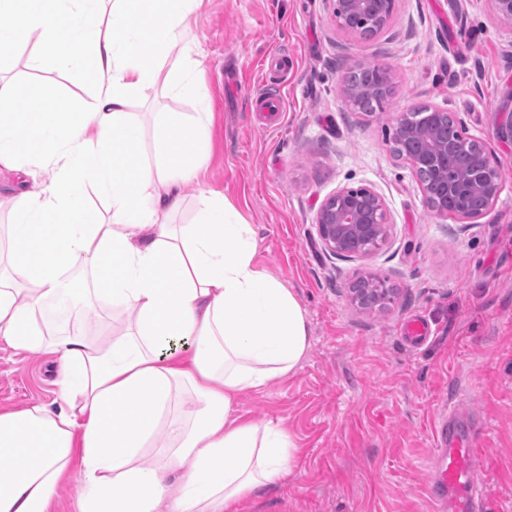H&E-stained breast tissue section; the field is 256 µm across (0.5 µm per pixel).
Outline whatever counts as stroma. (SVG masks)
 I'll return each instance as SVG.
<instances>
[{"mask_svg":"<svg viewBox=\"0 0 512 512\" xmlns=\"http://www.w3.org/2000/svg\"><path fill=\"white\" fill-rule=\"evenodd\" d=\"M330 0H207L185 39L203 52L214 112L208 162L182 187L178 224L201 193H223L251 225L258 265L292 288L311 344L299 371L240 396L252 422L282 421L298 449L285 489L246 512H435L430 471L441 414L461 407L477 424L473 470L488 512H512V27L487 0H398L370 40L336 29ZM28 49L10 75L33 78L57 105L88 101L90 86L52 69L30 73ZM381 61L394 93L367 114L339 87L352 64ZM274 95L282 109L263 112ZM417 105L456 113L501 166L500 192L462 227L423 202L392 153L390 118ZM342 186L377 191L393 219L387 246L362 260L326 252L313 216ZM388 278L385 311H361L352 280ZM428 334H406L410 320ZM58 364L44 349L0 343V409L57 407Z\"/></svg>","mask_w":512,"mask_h":512,"instance_id":"obj_1","label":"stroma"}]
</instances>
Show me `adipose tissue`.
<instances>
[{
	"label": "adipose tissue",
	"mask_w": 512,
	"mask_h": 512,
	"mask_svg": "<svg viewBox=\"0 0 512 512\" xmlns=\"http://www.w3.org/2000/svg\"><path fill=\"white\" fill-rule=\"evenodd\" d=\"M204 2L0 0L11 22L0 50L37 42L31 68L77 73L93 91L61 111L42 98L28 122L16 85L0 84V172L31 179L6 198L0 342L47 347L63 368L59 410H0V512H47L76 464L79 512H242L295 472L288 430L241 419L236 402L301 368L304 309L258 266L251 227L223 195L202 194L192 223L171 221L211 132L200 53L183 43ZM160 92L192 109L155 113L146 159L130 106ZM47 167L49 180L39 176ZM92 193L107 201L109 221L89 205ZM76 271L111 296L125 326L92 336L47 329L45 309Z\"/></svg>",
	"instance_id": "obj_1"
}]
</instances>
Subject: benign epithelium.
I'll return each instance as SVG.
<instances>
[{"label":"benign epithelium","mask_w":512,"mask_h":512,"mask_svg":"<svg viewBox=\"0 0 512 512\" xmlns=\"http://www.w3.org/2000/svg\"><path fill=\"white\" fill-rule=\"evenodd\" d=\"M332 23L337 29L357 33L383 30L396 10L397 0H333ZM497 21L512 26V0H488ZM366 74L359 86L342 84L345 101L362 97L386 101L393 93L390 68L381 63H357ZM431 130L417 128L414 112L395 114L389 139L394 155L418 176L426 205L436 214L466 226L477 220L496 201L501 172L485 142L467 135L464 122L453 118L454 134L441 137L448 113L432 108ZM469 158L467 166L448 177V164L458 156ZM314 223L319 238L330 253L343 258H366L383 249L390 238L392 217L383 198L370 187L344 186L329 193L319 204ZM355 305L384 309L396 289L380 276L359 277L349 285Z\"/></svg>","instance_id":"7a95c632"}]
</instances>
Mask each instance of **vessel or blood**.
Instances as JSON below:
<instances>
[{
	"instance_id": "b4317fda",
	"label": "vessel or blood",
	"mask_w": 512,
	"mask_h": 512,
	"mask_svg": "<svg viewBox=\"0 0 512 512\" xmlns=\"http://www.w3.org/2000/svg\"><path fill=\"white\" fill-rule=\"evenodd\" d=\"M458 425L452 415L439 429L430 496L448 512H484L483 493L472 477L478 451L470 447L468 435L459 433Z\"/></svg>"
}]
</instances>
